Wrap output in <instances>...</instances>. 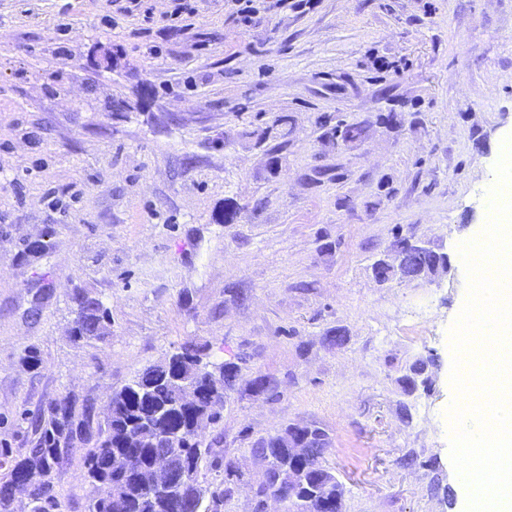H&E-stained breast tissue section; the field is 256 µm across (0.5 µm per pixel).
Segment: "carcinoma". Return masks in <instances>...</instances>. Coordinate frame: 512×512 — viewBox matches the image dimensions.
Segmentation results:
<instances>
[{
	"label": "carcinoma",
	"mask_w": 512,
	"mask_h": 512,
	"mask_svg": "<svg viewBox=\"0 0 512 512\" xmlns=\"http://www.w3.org/2000/svg\"><path fill=\"white\" fill-rule=\"evenodd\" d=\"M408 239L396 242L407 272L417 275L422 268L438 261L433 252H419L407 246ZM72 302L76 318L72 338L76 341L99 339L106 330L108 311L103 304L74 290ZM193 373L192 382L205 392L209 390V375H222L224 390L233 387L239 366L227 362L213 365L212 370L201 369L200 349L190 341L172 354V363L151 365L130 383L116 390L112 400V414L102 420L93 405L67 396L54 400L41 411L36 420L37 439L25 453L8 460L5 472L0 474V512H14L13 487L19 477L37 474L40 479L32 486L31 496L36 512H62L55 485V467L63 460L86 447L83 454L85 478L96 487L106 486L111 492L98 496L89 512H214L215 495L209 494L203 481L200 491L190 490L179 498H172L152 488L144 479L155 456L164 451L160 444L141 435L143 415L155 414L154 427L177 426L185 429L186 438L179 447L171 449L175 455L171 477L184 469L201 477V470L211 449L192 436L198 422V411H181L170 417L161 409L174 397L171 379L176 373ZM307 439L310 456L296 460L289 449L279 447L273 437L260 439L254 454L264 461L272 479L258 484L254 492L253 512H264L270 499L283 495V512H344V490L336 477L323 465V456L330 447L328 434L320 428L304 426L299 429ZM119 452L128 457L130 470L116 473L109 468L108 459ZM243 473L233 462L224 464V498L232 496L233 486L242 481ZM298 488L296 497L288 495V482Z\"/></svg>",
	"instance_id": "cac0c4a2"
}]
</instances>
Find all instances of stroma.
<instances>
[{
    "label": "stroma",
    "mask_w": 512,
    "mask_h": 512,
    "mask_svg": "<svg viewBox=\"0 0 512 512\" xmlns=\"http://www.w3.org/2000/svg\"><path fill=\"white\" fill-rule=\"evenodd\" d=\"M255 5L244 23L224 0L178 19L173 0H0V450L25 452L51 400L103 409L192 340L241 367L201 436L212 492L225 461L245 474L217 512H252V447L290 425L328 433L345 512H463L449 339L458 246L512 135V0ZM402 238L451 276L377 283ZM77 288L108 309L104 337L72 339ZM416 367L431 384L411 391ZM56 491L89 512L82 455Z\"/></svg>",
    "instance_id": "stroma-1"
}]
</instances>
